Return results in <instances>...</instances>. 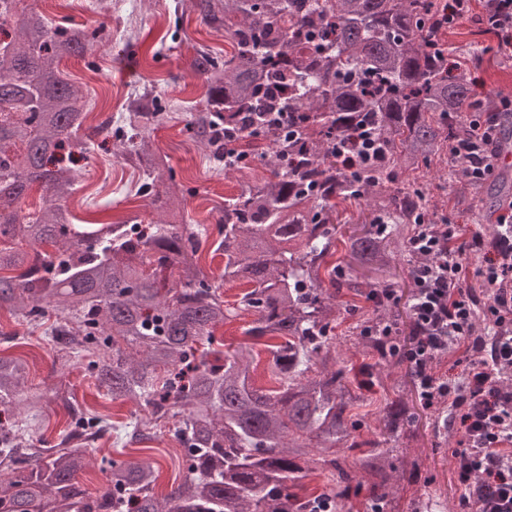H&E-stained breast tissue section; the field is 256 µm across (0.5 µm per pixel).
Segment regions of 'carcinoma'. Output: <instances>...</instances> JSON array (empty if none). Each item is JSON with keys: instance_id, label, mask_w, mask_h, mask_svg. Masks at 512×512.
Instances as JSON below:
<instances>
[{"instance_id": "carcinoma-1", "label": "carcinoma", "mask_w": 512, "mask_h": 512, "mask_svg": "<svg viewBox=\"0 0 512 512\" xmlns=\"http://www.w3.org/2000/svg\"><path fill=\"white\" fill-rule=\"evenodd\" d=\"M191 2L232 47L222 59L207 49L192 59L207 86L187 122L192 138L216 158L226 141L251 151L247 127L262 132L264 173L224 166L241 175L224 201L218 245L224 282L247 284L233 306L202 273L206 229L185 222L170 167L147 150L171 119L152 92L128 100L116 134L119 158L138 171L137 193H165L164 218L135 232L122 223L85 234L67 217L69 158L93 140L78 136L84 106L60 62L86 52L97 33L53 27L0 0V30L11 28L0 40V143L14 145L0 149V272H10L0 275V310L45 327L61 357L88 359L107 396L142 407L124 425L130 438L149 439L175 420L186 465L159 495L152 462L111 459L100 468L104 490L89 494L76 475L92 465L88 440L113 424L74 408L57 443H29L44 395L26 388V360L0 357V512H317L318 498L300 493L311 464L338 472L321 495L331 507L354 472L382 490L386 512L393 471L362 438L354 409L364 397L328 336L336 297L371 303L373 326L394 321L390 301L371 297L391 287L394 249L430 210L411 177L465 137L463 113L491 112L496 101L474 100L468 61L449 63L445 32L434 26L445 0ZM353 149L362 160L352 175L336 156ZM439 180L456 186L479 224L509 193L506 178L473 184L457 163ZM34 184L56 204L23 215ZM348 202L363 220L338 239L336 225L354 220ZM48 242L55 253L39 251ZM241 312L256 316L245 334L272 356L274 388L257 385L252 345L212 348L215 329ZM23 402L34 410L30 423L14 420ZM404 413L390 405L379 424L394 434ZM342 448L359 450L351 473L336 458Z\"/></svg>"}]
</instances>
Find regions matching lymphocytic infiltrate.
I'll use <instances>...</instances> for the list:
<instances>
[{"label":"lymphocytic infiltrate","instance_id":"1","mask_svg":"<svg viewBox=\"0 0 512 512\" xmlns=\"http://www.w3.org/2000/svg\"><path fill=\"white\" fill-rule=\"evenodd\" d=\"M498 48L512 58V0H488L480 20ZM471 132L448 156L463 160L481 181L498 165L497 122L479 112ZM407 249L421 256L411 274L414 293L406 340L390 325L365 328L382 335L385 355L406 364L423 408L449 409L461 437L451 451L453 478L461 490L455 512H512V199L502 205L497 230L474 238L453 218L420 222ZM462 355L466 369L453 377L433 365L448 353Z\"/></svg>","mask_w":512,"mask_h":512}]
</instances>
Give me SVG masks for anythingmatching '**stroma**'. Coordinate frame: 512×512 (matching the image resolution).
<instances>
[{
	"mask_svg": "<svg viewBox=\"0 0 512 512\" xmlns=\"http://www.w3.org/2000/svg\"><path fill=\"white\" fill-rule=\"evenodd\" d=\"M25 5L38 7L53 24L97 31L91 51L61 65L64 77L80 89L97 121L119 125L118 101L162 78L156 94L173 118L152 134L149 146L168 160L186 222L208 229L211 243L203 248L202 264L207 280L220 286L226 301H235L239 289L223 284L224 255L214 250L212 242L221 231L224 200L235 193L238 178L225 176L223 166L205 155L185 126L187 115L204 96L203 79L191 67L195 51L205 47L220 54L227 50V42L200 21L190 0H25ZM130 23L138 29V37L126 33ZM471 77L478 92L512 98V61L504 60L501 53L486 55L473 66ZM75 167L81 172L75 193L82 201L75 213L77 223L107 224L122 216L138 224L158 220V204L138 196V175L121 162L114 139L97 138L90 153L77 157ZM368 316L365 309L339 312L329 334L335 337L346 366L362 369L363 381L371 385L358 413L363 429L379 441L401 474L390 490L391 512H415L417 500L427 496L435 505L433 512H453L460 490L453 481L449 456L459 436L444 430L436 411L420 406L405 364L393 357L380 358L359 345L357 329ZM0 355L28 360L29 387L47 395L41 418L48 441H57L66 426L68 416L61 401L65 395L89 413L107 414L119 422L129 415L128 406L109 401L97 386L87 360L63 361L42 329L15 322L5 312L0 314ZM399 396L409 406L406 433L382 441L374 428V415L386 400ZM138 455L158 464L162 490H170L185 471L172 425H164L154 441L140 445Z\"/></svg>",
	"mask_w": 512,
	"mask_h": 512,
	"instance_id": "35a3bbf8",
	"label": "stroma"
}]
</instances>
